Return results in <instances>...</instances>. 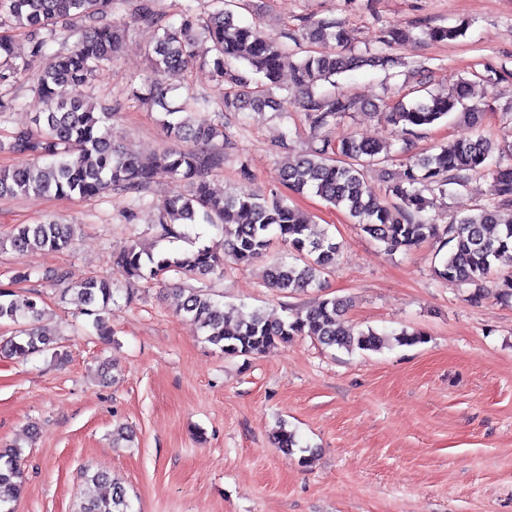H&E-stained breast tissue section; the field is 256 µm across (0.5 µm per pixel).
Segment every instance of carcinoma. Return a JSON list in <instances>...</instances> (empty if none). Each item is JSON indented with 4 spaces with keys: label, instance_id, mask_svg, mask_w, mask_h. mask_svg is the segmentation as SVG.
<instances>
[{
    "label": "carcinoma",
    "instance_id": "1",
    "mask_svg": "<svg viewBox=\"0 0 512 512\" xmlns=\"http://www.w3.org/2000/svg\"><path fill=\"white\" fill-rule=\"evenodd\" d=\"M119 0H0V28L13 25L26 29L32 56L43 54L46 39L58 34L73 39L66 51L42 68L37 91L46 104L34 120L35 129L14 132L9 149L20 155L46 159L42 165L0 168V196L50 195L58 198L94 197L114 189L139 193L164 170L173 183L185 185L164 196L159 210L162 238H183L190 224H208L221 240L191 251L155 253L138 242L112 257L116 273L126 279H186L224 275L227 262L248 264L271 247L269 231L288 246L292 260H274L266 270V284L281 294H293L322 286L333 273L340 243L328 233L312 231L311 220L279 199L261 198L245 186L224 195L215 194L207 175L224 162L221 147L227 141L224 123L197 122L167 101L171 80L196 60L209 65L224 84L218 107L225 113L270 108L282 112L288 100L278 98L284 67L293 71L298 88V107L315 129L336 124L355 108V102L340 93H316L321 81L361 66H393L387 56L347 55V34L341 21L303 24L283 38L264 35L251 25H241L233 12L222 8L201 23L187 16L180 26L164 24L151 0H140L137 17L162 31L149 57V72L132 88L131 99L148 108L163 110L162 129L173 146L158 156L144 159L131 148L112 143L105 123L112 113L97 109L83 88L102 67L112 63L124 36L119 26L104 21ZM468 26H434L427 36L433 42H448L465 36ZM321 47L297 63L289 61L285 40ZM12 41L0 36V82L19 70ZM452 112L460 113L474 135L441 145L434 153L408 157L403 172L386 180L385 195L376 196L365 186L364 171L370 165L392 160L391 145L347 137L337 143L321 139L302 154L287 158L279 170L283 184L302 194L308 190L325 202L344 210L372 239L391 252L407 251L432 239L447 249L436 274L470 288L469 299L477 303L493 278L495 264L512 256V156L504 157L500 144L483 132L484 109L471 101L470 82L461 78L446 95L430 92L408 102L398 101L383 111L391 125L409 134L433 125ZM490 175L495 197L477 212L439 229L426 217L427 208L447 186L461 185L473 176ZM76 227L47 219L39 224L19 225L0 249L16 252L59 251L69 247ZM79 312L93 318L92 326L104 340L111 337L101 312L113 300L110 277L92 275L72 289ZM176 312L198 325L207 342L229 357L251 356L270 346L287 344L297 336H310L327 347L363 351L381 348L386 338L373 330L354 333L343 325L350 301L322 298L286 319H270L262 310L243 311L235 321L224 317L213 297L199 288L174 286ZM42 309L39 296L0 285V321L14 324L30 320L0 345L10 356L27 358L50 349L51 332L36 327ZM277 447L290 455L298 447L296 434L285 429L274 437ZM80 512H131L124 486L96 473L88 479ZM107 486L110 493L98 492ZM23 492L21 451L0 449V512H14L13 504Z\"/></svg>",
    "mask_w": 512,
    "mask_h": 512
}]
</instances>
